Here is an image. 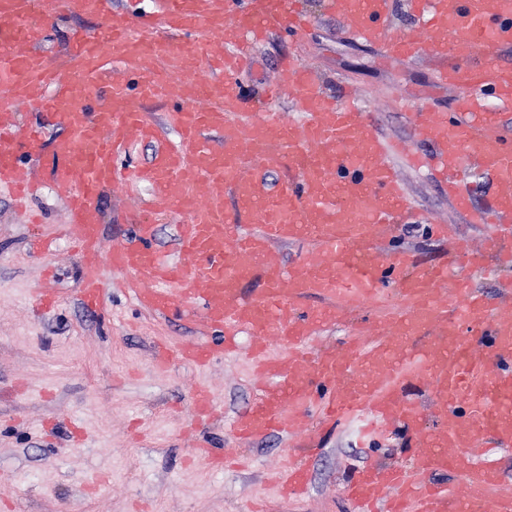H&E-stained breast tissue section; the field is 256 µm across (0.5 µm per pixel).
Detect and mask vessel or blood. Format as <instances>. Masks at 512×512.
Listing matches in <instances>:
<instances>
[{
  "label": "vessel or blood",
  "instance_id": "obj_1",
  "mask_svg": "<svg viewBox=\"0 0 512 512\" xmlns=\"http://www.w3.org/2000/svg\"><path fill=\"white\" fill-rule=\"evenodd\" d=\"M64 11L102 20L105 36L82 29L66 40L53 68L46 39V0H0V188L25 200L40 188L15 148H41V133L19 132L16 108L47 112L65 127L56 141L51 184L67 209L82 252L84 303L100 307L105 270L125 275L139 307L160 315L202 314L211 339L185 342L181 361L206 367L251 336L258 383L253 406L235 417L234 435H294L317 414L330 425L361 423L373 434L391 422L415 430L410 470L364 468L348 486L358 512H512V489L485 462L487 440L512 447V280L500 299L476 292L463 268L494 273L512 266V244L498 233L479 245L455 241L453 266H423L406 252L383 254L407 208L391 148L368 113L326 98L312 74L291 57L281 61L277 89L289 90L300 113L288 120L251 111L229 81L248 51L272 31L294 33L308 18L298 0H151L148 14L113 8L112 0H59ZM416 28L389 31L392 0H326L328 12L364 40L381 41L396 59L430 44L452 61L440 81L465 84L454 115L418 113L416 124L443 176L455 209L475 224L512 223V130L482 108L487 95L512 106V67L476 63L489 47L512 44V0H407ZM121 76L107 78L112 67ZM146 99L169 103L174 138L141 110ZM152 145L150 161L120 163L134 143ZM291 174L276 190L266 176ZM494 185V200L474 206L458 185L466 170ZM117 184L150 189L160 209L176 208L178 258L154 245V225L138 224L112 250L102 246L97 201ZM235 206L245 223L231 222ZM300 243L305 257L281 264L278 243ZM319 299L313 309L305 299ZM363 311V329L333 352L313 353L318 330L342 314ZM282 349L268 355L270 340ZM424 382L429 404L403 400L406 379ZM439 428L420 433L425 412ZM455 471V492L441 475ZM308 485L306 468L288 462L284 495Z\"/></svg>",
  "mask_w": 512,
  "mask_h": 512
}]
</instances>
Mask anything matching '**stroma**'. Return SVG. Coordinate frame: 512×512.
<instances>
[{
  "mask_svg": "<svg viewBox=\"0 0 512 512\" xmlns=\"http://www.w3.org/2000/svg\"><path fill=\"white\" fill-rule=\"evenodd\" d=\"M311 19L297 36L271 35L235 77L253 111L276 110L298 118L295 101L271 100L267 88L281 58L292 55L312 68L319 89L339 96L349 87L356 104L370 111L382 140L429 155L415 126V112H454L458 89L435 82L441 64L429 51L405 61L387 57L382 44L358 38L327 13L325 0H302ZM97 18H76L53 9L45 50L61 63L68 34L77 28L100 32ZM20 130L40 128V156L27 166L44 185L29 207L40 212L33 224L19 212L8 190L0 189V512H353L343 487L363 466L410 465L413 434L396 427L376 443L355 428L311 425L291 438L241 441L229 424L252 407L255 384L248 357L250 338L241 335L238 353L198 369L173 361L155 365L154 348L177 347L200 335L186 317H164L137 306L121 288L102 310L81 302L82 260L67 231L63 202L49 189V157L63 132L43 112L22 109ZM412 208L384 245L386 253L415 254L429 265L448 259V238L478 243L480 224H469L449 205L446 188L427 166L397 156ZM151 194L140 188L128 197L119 188L104 192L98 210L105 247L125 242L133 225L150 213ZM447 225V239L429 233L430 222ZM53 289L56 309L35 312L37 289ZM209 388L220 413L193 427L192 396ZM249 459L242 471L210 470L190 464L196 444ZM320 449L310 463V490L283 497L277 473L289 451Z\"/></svg>",
  "mask_w": 512,
  "mask_h": 512,
  "instance_id": "stroma-1",
  "label": "stroma"
}]
</instances>
